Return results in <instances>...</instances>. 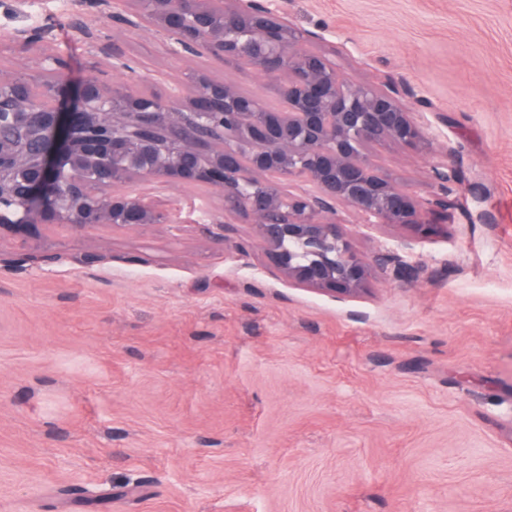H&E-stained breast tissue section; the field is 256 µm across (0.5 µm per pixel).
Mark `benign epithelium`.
I'll return each instance as SVG.
<instances>
[{"instance_id": "1", "label": "benign epithelium", "mask_w": 512, "mask_h": 512, "mask_svg": "<svg viewBox=\"0 0 512 512\" xmlns=\"http://www.w3.org/2000/svg\"><path fill=\"white\" fill-rule=\"evenodd\" d=\"M123 33L147 25L176 36L187 61L230 60L241 71L272 77L285 101L264 111L262 95L209 69L191 67L189 85L170 95L147 93L112 76L137 72L112 53L108 70L77 86L65 79L69 59L53 48L50 24L16 27L0 41L34 53L52 77V108L33 99L29 82L0 67V235L22 242L55 224L136 228L167 224L169 215L129 189L137 181L201 186L220 192L222 219L254 225L277 274L339 300L365 291L370 263L351 249L342 211L369 224L400 227L425 240L457 205L455 170L430 168L434 190L417 196L367 155L390 141L418 150L423 131L400 86L357 85L335 62L284 22L277 0H79ZM373 264L396 278L417 274L392 250Z\"/></svg>"}]
</instances>
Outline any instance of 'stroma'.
I'll use <instances>...</instances> for the list:
<instances>
[{
    "instance_id": "stroma-1",
    "label": "stroma",
    "mask_w": 512,
    "mask_h": 512,
    "mask_svg": "<svg viewBox=\"0 0 512 512\" xmlns=\"http://www.w3.org/2000/svg\"><path fill=\"white\" fill-rule=\"evenodd\" d=\"M283 15L354 83L405 84L426 147L376 163L422 196L454 167L431 238L346 215L358 256L401 251L418 278L375 268L348 301L290 284L253 225L214 224L219 192L151 181L171 223L0 239V512H512V0ZM46 18L70 80L114 50L145 90L187 72L155 30L93 40L73 0L0 2V30Z\"/></svg>"
}]
</instances>
